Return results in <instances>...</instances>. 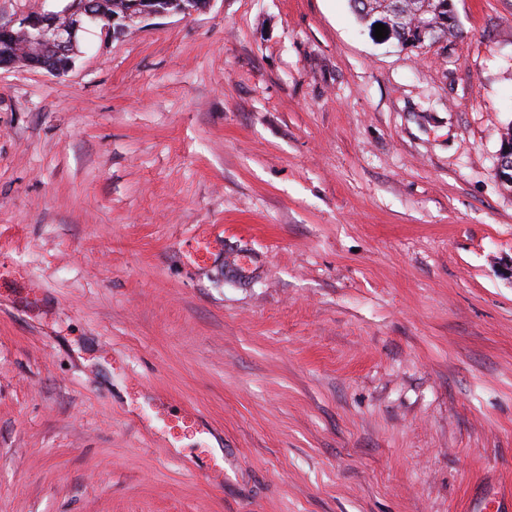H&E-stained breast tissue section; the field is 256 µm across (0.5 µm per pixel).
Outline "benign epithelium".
Here are the masks:
<instances>
[{
    "label": "benign epithelium",
    "mask_w": 512,
    "mask_h": 512,
    "mask_svg": "<svg viewBox=\"0 0 512 512\" xmlns=\"http://www.w3.org/2000/svg\"><path fill=\"white\" fill-rule=\"evenodd\" d=\"M131 0L129 7L120 13L105 14L100 0H60L57 9L22 18L5 19L0 16V68L15 64L45 69L51 73L69 70L77 55V39L80 34L95 26L105 36L115 39L136 20L165 17L171 14L190 16L199 8L195 0ZM24 33L35 48L22 52L10 41L14 30Z\"/></svg>",
    "instance_id": "obj_1"
}]
</instances>
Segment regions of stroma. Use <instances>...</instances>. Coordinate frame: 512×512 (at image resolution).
I'll use <instances>...</instances> for the list:
<instances>
[{
    "label": "stroma",
    "instance_id": "obj_1",
    "mask_svg": "<svg viewBox=\"0 0 512 512\" xmlns=\"http://www.w3.org/2000/svg\"><path fill=\"white\" fill-rule=\"evenodd\" d=\"M454 4L0 69V512H512V0ZM399 4L396 40L410 49L422 48L426 40L424 32L426 27L419 30V16L426 17L425 23L437 38L453 35L457 32L458 23L453 0H396ZM418 30L421 34L418 41Z\"/></svg>",
    "mask_w": 512,
    "mask_h": 512
}]
</instances>
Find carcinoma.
<instances>
[{"label":"carcinoma","mask_w":512,"mask_h":512,"mask_svg":"<svg viewBox=\"0 0 512 512\" xmlns=\"http://www.w3.org/2000/svg\"><path fill=\"white\" fill-rule=\"evenodd\" d=\"M399 4L396 40L403 46L419 49V16L436 37H446L457 32L458 23L453 0H396ZM350 8L358 19L363 20L372 11L385 7L383 0H349Z\"/></svg>","instance_id":"1"}]
</instances>
